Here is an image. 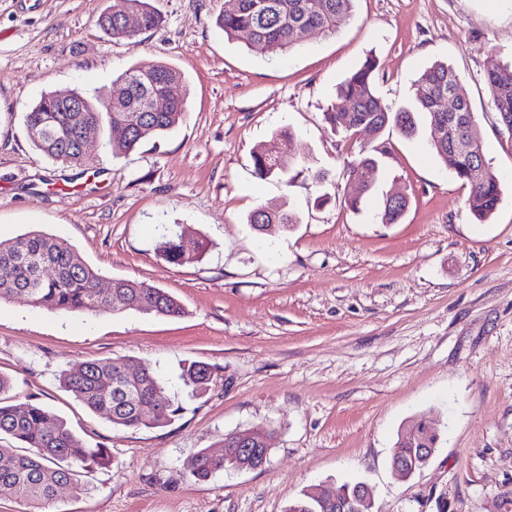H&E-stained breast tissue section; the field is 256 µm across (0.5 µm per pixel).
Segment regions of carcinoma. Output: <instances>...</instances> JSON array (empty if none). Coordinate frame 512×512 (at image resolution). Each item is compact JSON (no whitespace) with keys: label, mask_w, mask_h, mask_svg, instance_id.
<instances>
[{"label":"carcinoma","mask_w":512,"mask_h":512,"mask_svg":"<svg viewBox=\"0 0 512 512\" xmlns=\"http://www.w3.org/2000/svg\"><path fill=\"white\" fill-rule=\"evenodd\" d=\"M354 0H227L224 13L216 18V26L229 37L241 39L255 50L277 53L288 50L297 32L334 34L351 16ZM140 17L141 31L159 28L160 14L147 6L146 0H116L112 15H103L100 26L112 31V37L128 41L134 36L124 32L123 16ZM378 62L370 57L337 88L336 101L323 113L332 131L343 130L350 136L369 130L371 140L361 142L358 152L346 162L348 206L357 210L373 181L370 174L381 159L391 155L382 134L389 126L411 137L417 130L416 114L426 116L434 132L430 148L454 177L469 188L467 199L471 213L487 220L501 201L500 180L487 159L482 144L469 134L475 119L470 105L458 101L452 109H444L443 99L458 87L459 76L445 62L427 67L415 82V109L397 112L376 96L374 82ZM484 81L498 120L512 137V63L488 70ZM112 97V111L106 113L110 126L124 124L130 132L112 140V153L128 154L144 141L164 133L186 117L187 88L183 77L174 68L159 64L151 73L138 68L127 70L107 92ZM85 112L79 114L96 121L103 113V97L88 100L75 94ZM61 111L60 102L46 93L26 116V129L34 146L51 159L63 164H80L86 154L79 146V123H74L72 136L61 143L52 134L57 123H68L77 116ZM290 137L281 130L271 141L260 145L252 154L255 174L265 179L288 176L298 160L286 156L279 142ZM408 206L405 194L386 196L380 212L384 224L398 223ZM296 219L281 209L258 207L249 216V224L261 234L289 229ZM204 243L194 251L185 250L182 236L165 231L158 245V254L166 262L182 265L197 258ZM100 274L87 265L75 248L66 241L46 234L28 232L8 240H0V301L20 295L32 305L62 312H107L136 310L165 317H179L183 307L166 291L144 282L117 279L114 288L102 293L98 288ZM130 358L118 357L89 360L61 371L60 383L74 392L92 412L105 416L116 428L141 429L163 426L177 415L175 405L165 387L145 365L138 373L127 376ZM214 371L203 362H193L184 370V381L199 394L212 383ZM11 383L0 376V435L33 449L29 454L15 448L0 446V497L19 500L32 507L52 501L62 484L76 480L81 470L111 462L106 448H91L75 435L63 421L55 418L39 403L9 404L1 395ZM429 448L440 444L437 429L425 419L411 425ZM252 436L251 458L258 459L269 452L265 440L271 430L263 425L246 429ZM226 454L217 455L208 449L196 452L187 462L188 476L206 481L220 471L236 470L243 462L239 449L230 441ZM391 460L410 470L425 467L418 448L396 441ZM358 484H346L347 496L339 503L321 504L316 487L304 490L288 508V512H354L352 507Z\"/></svg>","instance_id":"cac0c4a2"}]
</instances>
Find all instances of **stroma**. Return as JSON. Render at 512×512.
I'll return each instance as SVG.
<instances>
[{
    "label": "stroma",
    "mask_w": 512,
    "mask_h": 512,
    "mask_svg": "<svg viewBox=\"0 0 512 512\" xmlns=\"http://www.w3.org/2000/svg\"><path fill=\"white\" fill-rule=\"evenodd\" d=\"M165 23L116 39L98 25L114 0H0V239L40 231L72 244L105 281L173 294L177 318L136 310L83 313L0 302V374L13 403L46 406L112 463L81 473L43 512H287L313 485L366 483L372 512H512V136L502 133L485 72L512 60V0H355L335 34L301 33L263 54L214 23L225 0H149ZM378 96L412 108L414 84L437 61L460 75L475 136L501 181V202L475 219L468 189L432 154L419 120L384 133L391 155L359 209L345 202L354 150L323 113L366 57ZM183 77L188 113L138 150L113 155L92 131L88 163L61 165L30 142L25 115L46 92L87 98L132 67ZM299 163L258 178L253 149L282 129ZM410 204L381 223L386 194ZM293 212L291 230L262 235L257 207ZM207 241L192 263L156 254L163 229ZM130 357L163 380L178 415L124 430L59 382L92 359ZM214 370L206 394L180 377ZM434 419L442 442L402 480L397 434ZM272 430L264 467L190 480L185 464L226 433Z\"/></svg>",
    "instance_id": "35a3bbf8"
}]
</instances>
